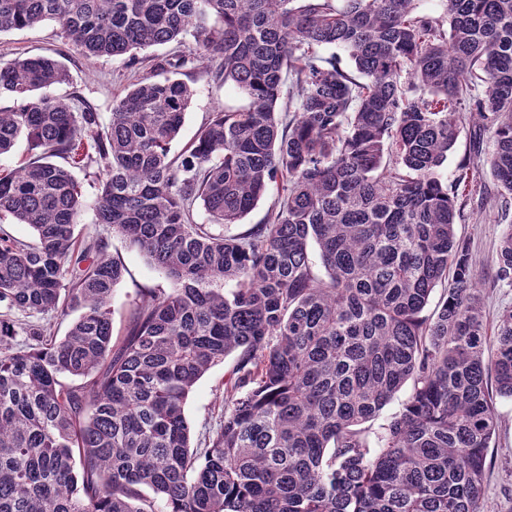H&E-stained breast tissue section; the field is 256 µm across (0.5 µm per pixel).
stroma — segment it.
Returning <instances> with one entry per match:
<instances>
[{
    "instance_id": "obj_1",
    "label": "stroma",
    "mask_w": 512,
    "mask_h": 512,
    "mask_svg": "<svg viewBox=\"0 0 512 512\" xmlns=\"http://www.w3.org/2000/svg\"><path fill=\"white\" fill-rule=\"evenodd\" d=\"M47 55L57 59L67 71L64 83L54 86L53 96L90 102L102 117H109L112 101L124 95L134 82L136 74L127 68L122 57L88 62L72 41L62 38L57 25L44 23L32 28L0 33V63L20 56ZM186 82L191 83L195 95L185 114L178 139L173 142L172 154L182 153L194 140L199 128L210 112L221 107L240 108L245 98L232 86L221 85L207 79L200 70L188 71ZM71 172L80 183L87 206L77 226L79 238L90 239L105 233V225L96 221L93 203L98 194L102 172L96 165L75 166ZM459 234L471 245L475 267L482 278L481 305L488 330H495L498 316L512 306V288L498 287L491 281L492 258L504 231L499 214L493 204H484L467 213L458 224ZM110 251L122 258L126 273L115 287L111 306L113 330L122 334L129 317L131 300L139 291L170 289L171 280L150 266L145 256L118 236H111ZM235 361L226 358L223 363L209 369L190 394L185 413L194 439L208 436L224 416V387ZM501 422L491 441L489 452L492 467L486 477L485 512H512V401L497 402Z\"/></svg>"
}]
</instances>
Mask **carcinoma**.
Listing matches in <instances>:
<instances>
[{"label": "carcinoma", "instance_id": "carcinoma-1", "mask_svg": "<svg viewBox=\"0 0 512 512\" xmlns=\"http://www.w3.org/2000/svg\"><path fill=\"white\" fill-rule=\"evenodd\" d=\"M417 2L0 0V33L53 22L91 62L137 69L141 49L196 42L153 60L105 124L45 94L67 79L56 59L0 66V156L21 136L37 151L0 167V214L33 232L0 233V512H484L512 308L488 335L456 225L488 194L484 166L501 219L512 209V0H439L437 17ZM195 62L249 103L172 157L194 95L178 71ZM467 122L476 162L449 183ZM55 158L102 169L97 223L173 283L137 293L120 338L124 265L75 235L85 202ZM272 186L239 234L194 219L199 205L236 224ZM492 263L511 287V224ZM71 312L51 334L45 316ZM233 352L200 455L186 401ZM406 385L369 447L362 425ZM469 158V132L464 130L460 133L458 140L452 149V151L448 154V161L446 162L443 170L442 176L450 183L456 173L458 165L463 161ZM276 195V189H270L265 197L261 199L255 208L250 211L241 221L236 224H228L224 226L213 224V230L215 232H224L226 234H237L247 230L254 224L264 223L268 207Z\"/></svg>", "mask_w": 512, "mask_h": 512}]
</instances>
